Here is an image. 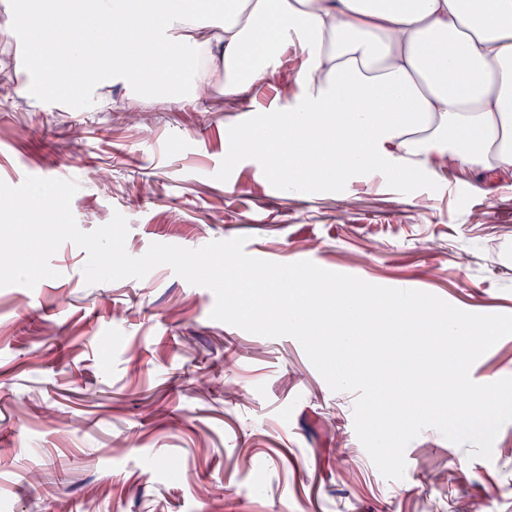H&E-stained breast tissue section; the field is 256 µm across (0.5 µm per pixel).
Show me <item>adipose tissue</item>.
Returning <instances> with one entry per match:
<instances>
[{
    "mask_svg": "<svg viewBox=\"0 0 512 512\" xmlns=\"http://www.w3.org/2000/svg\"><path fill=\"white\" fill-rule=\"evenodd\" d=\"M151 21L157 78L191 101L239 98L297 51L302 95L284 120L238 125L299 187L359 173L483 172L512 181V0H84L59 19L111 29L110 71H129L127 12Z\"/></svg>",
    "mask_w": 512,
    "mask_h": 512,
    "instance_id": "adipose-tissue-1",
    "label": "adipose tissue"
}]
</instances>
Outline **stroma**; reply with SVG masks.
<instances>
[{"mask_svg":"<svg viewBox=\"0 0 512 512\" xmlns=\"http://www.w3.org/2000/svg\"><path fill=\"white\" fill-rule=\"evenodd\" d=\"M34 80L22 38L0 30V179L75 181L78 227L121 213L131 256L243 236L250 255L311 253L329 271L512 314V187L493 175L383 174L283 198L259 160L225 162L226 124L288 108L275 82L261 97L124 112V82L95 89L109 102L97 109L15 94ZM86 260L67 242L58 278L0 288V512H512V422L488 460L425 430L403 479H386L356 436L354 394L332 391L296 339L211 319L213 293L169 266L89 285ZM470 376L512 377V336Z\"/></svg>","mask_w":512,"mask_h":512,"instance_id":"35a3bbf8","label":"stroma"}]
</instances>
